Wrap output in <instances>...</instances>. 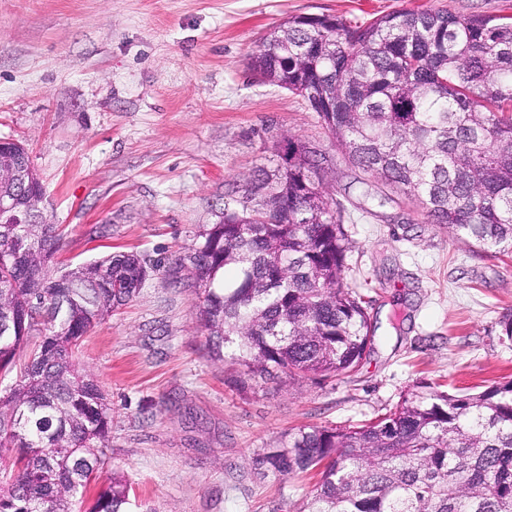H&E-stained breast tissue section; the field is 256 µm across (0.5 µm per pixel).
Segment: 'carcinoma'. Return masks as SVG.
I'll return each instance as SVG.
<instances>
[{
	"label": "carcinoma",
	"mask_w": 512,
	"mask_h": 512,
	"mask_svg": "<svg viewBox=\"0 0 512 512\" xmlns=\"http://www.w3.org/2000/svg\"><path fill=\"white\" fill-rule=\"evenodd\" d=\"M262 82L301 97L355 168L431 224L512 253V20L398 10L351 25L291 16L251 54ZM321 98L334 112H320ZM288 167L254 171L242 210L199 231L186 260L201 288L211 360L239 384L336 379L371 342L366 296L348 278L352 241L318 179L327 158L288 141ZM22 143L0 145V183L43 192ZM64 229L46 216L0 224V512H74L108 460L112 413L76 354L157 266L136 252L74 267L53 260ZM27 349L24 362L16 355ZM253 465L318 480L297 512H512V380L450 395L428 384L353 427H300ZM117 477L89 512H130Z\"/></svg>",
	"instance_id": "obj_1"
}]
</instances>
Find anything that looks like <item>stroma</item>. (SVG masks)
I'll list each match as a JSON object with an SVG mask.
<instances>
[{
    "instance_id": "stroma-1",
    "label": "stroma",
    "mask_w": 512,
    "mask_h": 512,
    "mask_svg": "<svg viewBox=\"0 0 512 512\" xmlns=\"http://www.w3.org/2000/svg\"><path fill=\"white\" fill-rule=\"evenodd\" d=\"M413 8L512 16V0H0V138L25 145L65 229L57 262L136 251L160 266L78 354L112 408L105 471L129 483L132 512H296L312 479L250 462L283 432L370 422L423 383L455 394L512 379V256L382 201L316 113L249 66L288 17L360 24ZM285 136L329 161L374 341L340 380L240 390L209 357L179 262L238 209L255 167L274 168Z\"/></svg>"
}]
</instances>
